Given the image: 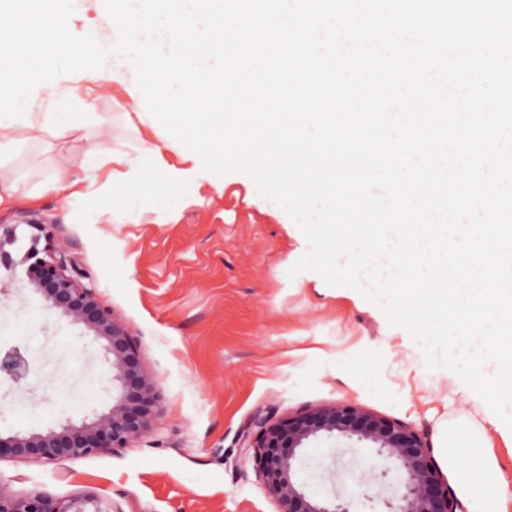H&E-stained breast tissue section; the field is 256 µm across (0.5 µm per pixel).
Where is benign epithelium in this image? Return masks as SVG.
Segmentation results:
<instances>
[{
  "instance_id": "7a95c632",
  "label": "benign epithelium",
  "mask_w": 512,
  "mask_h": 512,
  "mask_svg": "<svg viewBox=\"0 0 512 512\" xmlns=\"http://www.w3.org/2000/svg\"><path fill=\"white\" fill-rule=\"evenodd\" d=\"M27 256L37 271V290L50 306L103 341L105 353L112 356V383L117 395L108 412L93 420H69L46 432L0 435V457L52 463L89 457L107 448L117 451L133 447L152 432L159 408L141 351L96 291L68 273L75 265L66 253L47 249L41 257L31 248ZM0 371L16 382L25 377L27 362L19 349L0 356ZM323 436L372 444L381 461L383 478L390 463L403 471L404 490L399 495L389 497L383 489L373 496L365 495L387 512H462L424 436L405 423L378 417L349 403L308 409L274 424L258 416L251 431L239 439V457L243 463L255 462L266 490L282 504V512H352L354 497L344 501L337 494L330 502L319 500L295 480L296 450ZM378 477L369 475L367 484L377 482ZM0 512L109 510L93 496L58 500L42 493L18 496L0 489Z\"/></svg>"
}]
</instances>
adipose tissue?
<instances>
[{"label":"adipose tissue","mask_w":512,"mask_h":512,"mask_svg":"<svg viewBox=\"0 0 512 512\" xmlns=\"http://www.w3.org/2000/svg\"><path fill=\"white\" fill-rule=\"evenodd\" d=\"M443 456L446 461H455L460 451H473L486 440L485 429L466 414L448 422L442 432ZM461 504L466 512H507L512 501V481L497 466L492 455L481 461L478 478L466 477L458 480Z\"/></svg>","instance_id":"ef3b65f1"}]
</instances>
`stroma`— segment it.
I'll return each instance as SVG.
<instances>
[{"label":"stroma","instance_id":"obj_1","mask_svg":"<svg viewBox=\"0 0 512 512\" xmlns=\"http://www.w3.org/2000/svg\"><path fill=\"white\" fill-rule=\"evenodd\" d=\"M65 97L75 123L0 128V340L26 347L30 372L0 380V434L42 432L93 419L112 405V370L99 342L61 317L36 290L26 252L43 220L40 246L64 250L82 285L111 307L143 354L159 398L153 432L132 448L54 464L0 458V488L53 498L91 494L110 512H281L253 464L239 461V438L254 415L277 422L303 410L348 402L403 422L440 446L449 415L481 417L483 400L451 371L427 369L407 331L348 287L314 272L289 277L308 243L288 215L242 173L202 172L189 150L164 151L183 172L187 195L171 210L140 205L97 210L82 228L79 205L135 174L154 144L139 118L145 105L128 81L87 73L35 88L34 109ZM101 149L99 166L85 158ZM77 185L57 193L58 169ZM112 245L127 295L107 281L92 244ZM373 447L320 439L297 452L296 480L330 499L362 493L361 473L378 465Z\"/></svg>","mask_w":512,"mask_h":512}]
</instances>
